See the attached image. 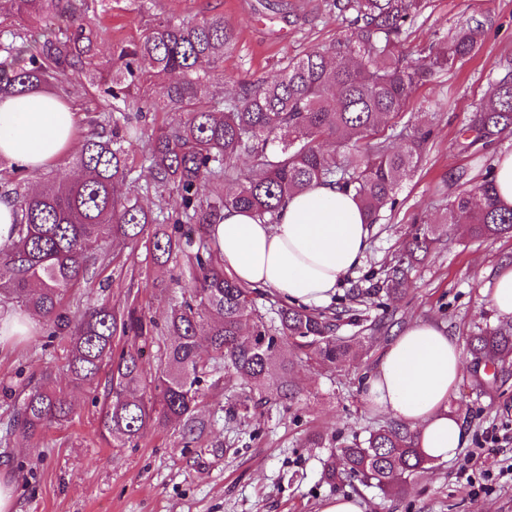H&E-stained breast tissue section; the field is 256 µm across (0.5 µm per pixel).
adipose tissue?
Masks as SVG:
<instances>
[{"label": "adipose tissue", "mask_w": 512, "mask_h": 512, "mask_svg": "<svg viewBox=\"0 0 512 512\" xmlns=\"http://www.w3.org/2000/svg\"><path fill=\"white\" fill-rule=\"evenodd\" d=\"M76 114L53 94L0 96V157L41 171L75 144ZM212 235L226 271L241 284L269 288L285 302L318 306L365 259L369 227L352 193L315 184L289 196L273 224L228 210ZM462 367L454 338L431 322L404 327L364 380L366 405L408 425L433 459L466 447L469 436L450 403Z\"/></svg>", "instance_id": "adipose-tissue-1"}]
</instances>
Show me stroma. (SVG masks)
<instances>
[{
    "mask_svg": "<svg viewBox=\"0 0 512 512\" xmlns=\"http://www.w3.org/2000/svg\"><path fill=\"white\" fill-rule=\"evenodd\" d=\"M88 21L108 26L96 57L111 68L120 46L138 41L157 19L224 16L233 46L211 73L209 93H231L243 81L278 76L289 58L333 42L338 32L324 0H87ZM484 26L479 50L462 65L438 73L418 89L407 109L431 136L418 169L399 188L397 204L382 209L371 226L363 264L339 285L320 311L336 318L333 337L351 344L353 356L335 364L302 358L293 340L283 354L293 364V401L275 391L258 393L233 381L205 386L200 414L210 425L201 438L185 443L174 428H147L134 448H113L99 434L96 386L77 385L67 368L68 340L47 338L42 321L27 335L0 342V479L11 488L15 512H318L336 495L359 497L365 512H512V483H493L488 494L471 496L461 475L468 449L484 448L498 462L512 448V361L502 364L493 389L478 391L468 338L486 325H501L486 290L495 269L512 262V236L469 240L449 233L447 241L414 263L407 288L386 294L380 286L404 254L409 234L441 222L450 198L472 189L486 163L512 149V134L495 148L477 153L466 147V125L473 106L497 78V63L512 59V0H426L401 50L423 57L431 43L466 21ZM73 100L78 137H85L99 115L102 97L83 80L65 83ZM107 262L92 264L93 277L69 289L63 304L80 319L92 304L115 307L137 301L146 315L164 324L169 292L194 286L185 263L157 266L144 244L105 243ZM441 325L463 348V369L451 410L469 433L467 448L407 480L404 491L385 493L342 477L327 482L323 467L353 437L390 423L362 399L365 377L378 370L393 336L406 325ZM51 376L72 405L68 422L35 440L6 437L16 396ZM326 439L308 446L309 435Z\"/></svg>",
    "mask_w": 512,
    "mask_h": 512,
    "instance_id": "obj_1",
    "label": "stroma"
}]
</instances>
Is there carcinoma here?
I'll use <instances>...</instances> for the list:
<instances>
[{
	"instance_id": "obj_1",
	"label": "carcinoma",
	"mask_w": 512,
	"mask_h": 512,
	"mask_svg": "<svg viewBox=\"0 0 512 512\" xmlns=\"http://www.w3.org/2000/svg\"><path fill=\"white\" fill-rule=\"evenodd\" d=\"M17 26L0 31V94L60 88L70 75L108 99L78 158L81 176L34 191H15L17 239L0 259V296L22 303L43 320L50 335L69 339L67 366L74 382L93 385L108 373L100 412V436L126 448L151 426H175L191 441L206 424L198 415L202 384L216 373L262 387L273 383L288 399L295 392L282 341L315 347L313 356L334 363L350 356L331 338L334 324L302 306H285L279 325L266 324L251 291L224 271L211 226L224 210L240 209L274 221L288 196L315 183H333L355 194L375 222L395 204L401 182L418 167L430 131L415 129L395 151L378 137L381 125L400 117L412 94L435 74L473 57L481 24L462 25L412 61L399 50L424 0H326L342 31L324 50L288 60L270 81H245L238 92L204 98L211 71L224 62L233 35L224 15L199 21L163 19L120 49V67L109 81L93 62L98 33L86 21L85 0H13ZM34 22H57L56 31L31 52ZM468 117L467 147L479 152L512 132V61ZM179 112L175 125L150 134L139 126L146 111ZM144 140L149 180L132 189L131 147ZM251 159L243 176L230 163ZM212 183L216 194L204 197ZM177 188L173 205L144 207L139 192ZM448 224L476 239L512 235V206L497 199L493 167L473 189L448 202ZM145 237L153 261L164 266L184 257L195 271L189 297L170 304L164 332L170 343L153 378L154 393L139 394L146 368L139 348L116 349L115 340L155 339L156 325L136 304L88 308L73 321L62 303L66 292L88 282V259L105 239L135 243ZM433 229L417 228L403 257L387 276L403 291L410 267L441 244ZM475 364L496 366L512 358V328L487 326L473 336ZM70 403L43 379L31 387L7 429L31 439L68 421ZM431 460L408 426L393 422L354 438L325 464L324 478L357 477L384 491L400 492Z\"/></svg>"
}]
</instances>
